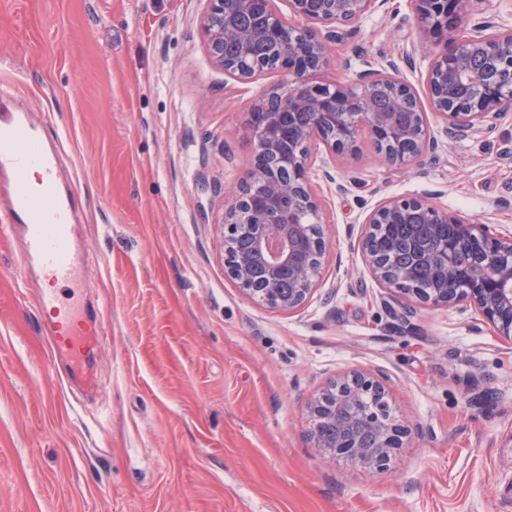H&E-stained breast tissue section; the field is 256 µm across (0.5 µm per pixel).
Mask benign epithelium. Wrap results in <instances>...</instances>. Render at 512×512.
<instances>
[{
    "label": "benign epithelium",
    "instance_id": "obj_1",
    "mask_svg": "<svg viewBox=\"0 0 512 512\" xmlns=\"http://www.w3.org/2000/svg\"><path fill=\"white\" fill-rule=\"evenodd\" d=\"M376 0H288V10L307 23L291 26L266 7L269 22L264 37L288 69V83L272 89L254 107L250 122L255 152L248 175L231 195L224 210L225 251L237 250L227 272L244 293L279 312L291 313L309 299L326 255L323 234L312 239L305 225L321 223L319 204L309 182V145L324 146L331 158L353 155L360 132L368 127L376 142L394 146L393 163L406 164L422 156L427 143L426 114L415 108L418 120L397 127L387 112L372 108L373 94L386 91L395 99L417 100L414 89L388 72L356 74L346 87L315 83L314 72L328 62L330 44L342 38V29L370 11ZM484 0H414L418 19L431 31L448 29V19L468 13ZM201 29L207 50L224 72L239 82L258 79L262 71L241 57L224 60V42L247 44L249 35L224 18L248 10L259 0H207ZM478 53L495 78L471 74L466 81L473 93L455 98L448 87L459 81L457 64ZM432 114L447 125L448 135L463 138L479 131L491 116L512 108V28L496 30L490 19L445 37L426 76ZM441 233L437 252L418 261L428 268L433 287L409 288L411 270H394L385 260L388 244L379 227L399 224L412 211ZM249 224V238L238 248L235 230ZM364 263L372 277L394 293L402 314L413 313L412 303L451 307L473 305L496 335L512 342V232L494 233L487 224L451 215L418 197H391L367 216L362 229ZM470 264L460 266V251ZM288 278L294 285L287 296L276 293ZM383 383L364 371H351L331 382L307 405L308 437L323 455L378 469L409 435L389 413Z\"/></svg>",
    "mask_w": 512,
    "mask_h": 512
}]
</instances>
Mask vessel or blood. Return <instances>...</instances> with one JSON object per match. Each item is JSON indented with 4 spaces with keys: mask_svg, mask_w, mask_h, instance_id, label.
Wrapping results in <instances>:
<instances>
[{
    "mask_svg": "<svg viewBox=\"0 0 512 512\" xmlns=\"http://www.w3.org/2000/svg\"><path fill=\"white\" fill-rule=\"evenodd\" d=\"M0 171L10 177L0 232L17 235L23 270L47 283L36 304L52 354L70 366H85L107 334L100 319L82 311L78 294L65 298L58 291L75 281L88 260L77 244L79 211L61 186L58 153L45 145L29 113L0 114Z\"/></svg>",
    "mask_w": 512,
    "mask_h": 512,
    "instance_id": "b4317fda",
    "label": "vessel or blood"
}]
</instances>
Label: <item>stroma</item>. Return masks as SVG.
<instances>
[{
    "instance_id": "35a3bbf8",
    "label": "stroma",
    "mask_w": 512,
    "mask_h": 512,
    "mask_svg": "<svg viewBox=\"0 0 512 512\" xmlns=\"http://www.w3.org/2000/svg\"><path fill=\"white\" fill-rule=\"evenodd\" d=\"M205 0H0V83L56 144L92 262L78 292L109 339L99 390L74 396L0 236V512H512V342L471 307L406 321L358 249L366 215L397 195L512 230V114L403 169L362 133L334 180L312 146L329 259L298 311L245 295L227 273L223 200L251 154L252 83L213 63ZM411 0H385L332 44L317 81L394 67L425 97L435 43ZM345 192H337V184ZM383 378L413 427L388 465L319 453L307 400L337 376Z\"/></svg>"
}]
</instances>
